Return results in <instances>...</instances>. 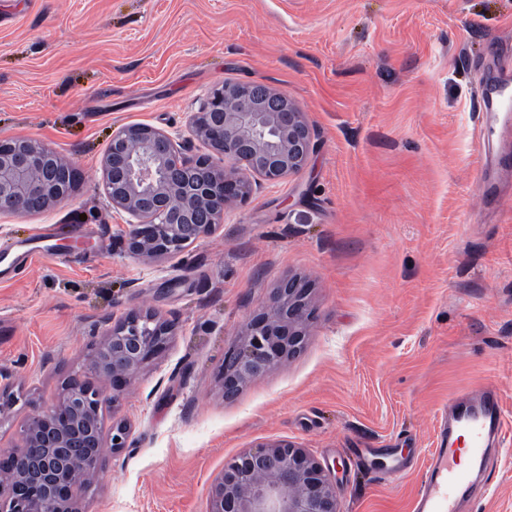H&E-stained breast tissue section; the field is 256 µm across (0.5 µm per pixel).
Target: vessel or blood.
I'll return each instance as SVG.
<instances>
[{
  "mask_svg": "<svg viewBox=\"0 0 512 512\" xmlns=\"http://www.w3.org/2000/svg\"><path fill=\"white\" fill-rule=\"evenodd\" d=\"M511 94L512 81L487 78L479 84L477 102L485 108ZM442 416L432 463L418 493L417 512H457L471 489L473 473L486 463L489 439L501 438L506 426L498 394L491 388L453 399Z\"/></svg>",
  "mask_w": 512,
  "mask_h": 512,
  "instance_id": "obj_1",
  "label": "vessel or blood"
}]
</instances>
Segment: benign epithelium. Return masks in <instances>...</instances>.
<instances>
[{
  "mask_svg": "<svg viewBox=\"0 0 512 512\" xmlns=\"http://www.w3.org/2000/svg\"><path fill=\"white\" fill-rule=\"evenodd\" d=\"M194 137L211 153L190 157L172 135L131 124L113 135L103 160V188L112 208L131 217L128 252L153 260L183 252L212 234L224 214L262 183L299 172L315 148L303 113L263 83L226 81L190 113ZM74 164L27 140H0V213L32 212L68 197ZM311 284L283 279L267 306L224 355V399L253 377L298 353L311 320ZM173 324L132 310L112 323L86 370L111 382L112 393L72 377L59 398L35 409L21 426V444L0 450V512H80L79 493L101 470L100 414L142 367L162 353ZM131 429H112V453L131 448ZM207 512H338L336 482L303 449L288 443L240 452L208 485Z\"/></svg>",
  "mask_w": 512,
  "mask_h": 512,
  "instance_id": "benign-epithelium-1",
  "label": "benign epithelium"
}]
</instances>
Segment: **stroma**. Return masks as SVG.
I'll return each mask as SVG.
<instances>
[{
  "label": "stroma",
  "instance_id": "35a3bbf8",
  "mask_svg": "<svg viewBox=\"0 0 512 512\" xmlns=\"http://www.w3.org/2000/svg\"><path fill=\"white\" fill-rule=\"evenodd\" d=\"M490 72L512 78V0H0V139L79 177L0 215V250L55 235L0 274V448L68 378L104 386L85 370L103 329L151 310L168 346L101 412L104 439L124 422L139 446L105 453L83 512H206L225 460L285 442L335 475L339 512H415L440 408L484 387L507 427L460 512H512V125L477 114ZM237 80L303 112L307 165L183 253L134 258L103 190L113 135L203 153L187 117ZM289 276L312 284L302 350L224 399L225 351Z\"/></svg>",
  "mask_w": 512,
  "mask_h": 512
}]
</instances>
